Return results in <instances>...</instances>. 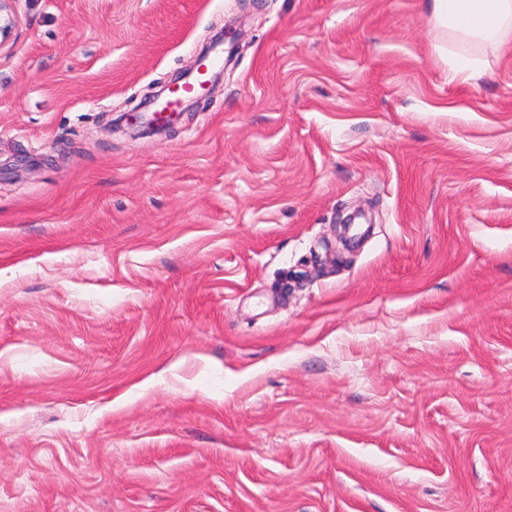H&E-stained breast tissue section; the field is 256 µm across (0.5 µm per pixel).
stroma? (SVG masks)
I'll return each instance as SVG.
<instances>
[{
	"instance_id": "stroma-1",
	"label": "stroma",
	"mask_w": 512,
	"mask_h": 512,
	"mask_svg": "<svg viewBox=\"0 0 512 512\" xmlns=\"http://www.w3.org/2000/svg\"><path fill=\"white\" fill-rule=\"evenodd\" d=\"M15 10L0 512H512V45L452 82L425 0ZM163 91L153 92L145 97L142 105L135 108V112L122 115L113 126L123 128L125 122L126 130L132 132L134 135H155L166 132L173 121L175 112H169L167 115H162L167 112H157L153 110L151 115H148V109L158 105L162 98ZM145 109L146 111H144Z\"/></svg>"
}]
</instances>
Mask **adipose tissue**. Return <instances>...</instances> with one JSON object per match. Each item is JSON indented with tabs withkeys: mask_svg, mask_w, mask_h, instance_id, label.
<instances>
[{
	"mask_svg": "<svg viewBox=\"0 0 512 512\" xmlns=\"http://www.w3.org/2000/svg\"><path fill=\"white\" fill-rule=\"evenodd\" d=\"M429 11L434 25L448 32L449 80L479 68L474 49L512 43V0H430Z\"/></svg>",
	"mask_w": 512,
	"mask_h": 512,
	"instance_id": "ef3b65f1",
	"label": "adipose tissue"
}]
</instances>
